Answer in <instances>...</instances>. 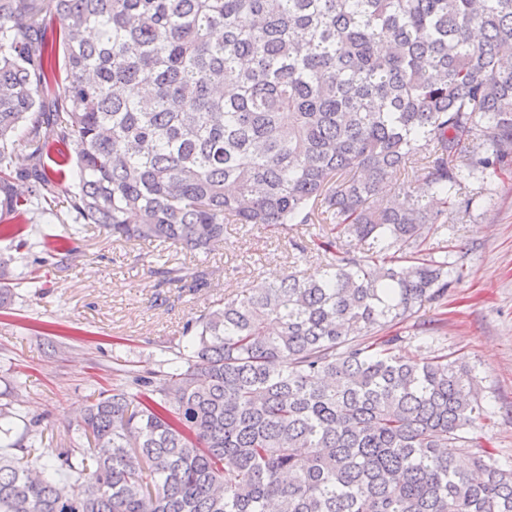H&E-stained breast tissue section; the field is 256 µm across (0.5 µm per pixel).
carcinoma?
<instances>
[{"label": "carcinoma", "mask_w": 512, "mask_h": 512, "mask_svg": "<svg viewBox=\"0 0 512 512\" xmlns=\"http://www.w3.org/2000/svg\"><path fill=\"white\" fill-rule=\"evenodd\" d=\"M503 176L512 0H0L1 238L48 214L208 253L260 224L323 263L217 300L172 371L118 374L88 447L49 465L26 425L0 512H512V469L454 465L482 412L468 364L387 335L459 279L424 244L465 182Z\"/></svg>", "instance_id": "carcinoma-1"}]
</instances>
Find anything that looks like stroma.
Listing matches in <instances>:
<instances>
[{
  "instance_id": "stroma-1",
  "label": "stroma",
  "mask_w": 512,
  "mask_h": 512,
  "mask_svg": "<svg viewBox=\"0 0 512 512\" xmlns=\"http://www.w3.org/2000/svg\"><path fill=\"white\" fill-rule=\"evenodd\" d=\"M480 180L467 182L474 204L453 231L436 230L434 256H448L460 278L440 302L425 305L393 327L403 357L417 362L437 353L462 358L478 381L482 416L468 429L459 458L480 453L512 466V177L494 180L480 196ZM67 252L47 259L48 247ZM26 283L11 312L0 313V392L17 413L13 436L37 421L47 454L75 434V421L111 388L119 369L164 370L176 361L186 322L232 291L291 269L318 276L316 252L292 251L263 226L228 224L224 242L207 254L157 243L113 241L103 230L47 217L34 225L30 245L14 252ZM208 273L207 288L168 281L178 263ZM57 331V348L47 331Z\"/></svg>"
}]
</instances>
